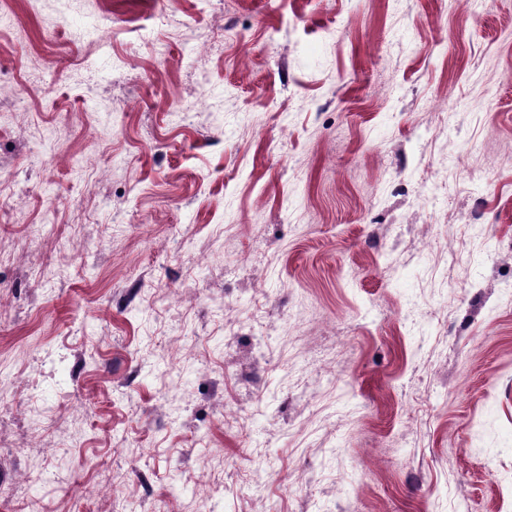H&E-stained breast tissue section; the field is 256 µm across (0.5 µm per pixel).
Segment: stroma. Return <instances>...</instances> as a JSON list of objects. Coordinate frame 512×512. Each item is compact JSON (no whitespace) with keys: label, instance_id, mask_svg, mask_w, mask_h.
<instances>
[{"label":"stroma","instance_id":"obj_1","mask_svg":"<svg viewBox=\"0 0 512 512\" xmlns=\"http://www.w3.org/2000/svg\"><path fill=\"white\" fill-rule=\"evenodd\" d=\"M0 17V512H512V0Z\"/></svg>","mask_w":512,"mask_h":512}]
</instances>
